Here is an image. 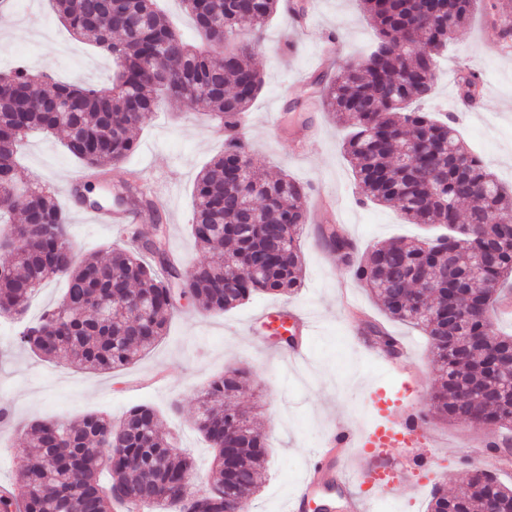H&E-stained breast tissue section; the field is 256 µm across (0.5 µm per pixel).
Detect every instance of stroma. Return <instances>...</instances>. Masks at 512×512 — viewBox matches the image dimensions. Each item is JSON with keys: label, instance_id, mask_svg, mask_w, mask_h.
<instances>
[{"label": "stroma", "instance_id": "stroma-1", "mask_svg": "<svg viewBox=\"0 0 512 512\" xmlns=\"http://www.w3.org/2000/svg\"><path fill=\"white\" fill-rule=\"evenodd\" d=\"M282 10L266 26L264 43L255 57L265 75L261 94L251 106L244 127L253 168L259 177L285 172L310 186L312 193L336 198L333 220L360 249L397 237L419 235L392 207L359 201L352 166L343 148L346 125L331 119L316 106L317 88L311 81L322 68L336 70L362 58L377 41L359 0H281ZM0 21L14 25L13 38L0 42V51L14 61L52 73L59 82L106 86L112 63L76 40L53 13L50 0H8L0 5ZM335 42L336 55L322 64L321 52ZM499 32L482 12H474L448 43L440 60L434 111L449 112L457 96L459 70L479 72L481 91L469 115L457 118L463 143L481 153L497 174L512 171V53L500 50ZM198 109L187 101L170 103L135 132L137 150L124 163L107 166L102 178L90 183V196L107 186L140 179L154 198L165 201L163 215L170 247L180 254L183 267L201 260L189 234L193 189L198 173L224 149L223 137L213 135L202 123ZM19 177L37 181L61 193L81 165L54 138L36 133L22 147ZM325 213L308 210L301 236L302 285L288 295L259 294L224 313L203 311L190 302L171 318L162 340L134 364L109 374L80 370L57 359L43 360L21 349L17 335L23 322L36 320L56 304L64 283L56 279L36 291L22 319L0 317V408H7L11 422L0 427V491L9 488L27 443L24 423L34 419L78 421L101 412L120 419L130 407L153 406L159 427L178 439L195 467V488L206 490L212 468V451L196 430L198 395L211 379L227 370L243 374L248 389L237 402L256 407L267 446L262 485L253 499L252 512H284L288 499L298 491L313 451L322 448L337 418L353 429L363 428L372 416L366 398L375 379L385 385L395 377L383 376L366 343L354 334L341 311L342 295L363 307L407 348L416 379L406 396L421 409H429L438 379L430 346L422 333L391 321L368 290L349 278L341 261L317 243L315 230L328 224ZM71 241L78 256L130 246L153 236L152 222L113 226L83 224L70 217ZM267 305L299 307L310 313L319 328L309 339L305 359L291 361L262 325L252 316ZM419 442L427 465L413 476V484L389 498L388 512H427L435 483L456 487L473 452L483 453V466L512 486V466L500 465L488 453L490 439L501 430L465 422L446 423L431 417Z\"/></svg>", "mask_w": 512, "mask_h": 512}]
</instances>
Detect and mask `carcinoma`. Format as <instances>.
<instances>
[{
	"label": "carcinoma",
	"mask_w": 512,
	"mask_h": 512,
	"mask_svg": "<svg viewBox=\"0 0 512 512\" xmlns=\"http://www.w3.org/2000/svg\"><path fill=\"white\" fill-rule=\"evenodd\" d=\"M79 40L112 58V86L52 82L23 66L0 72V222L10 229L13 260L0 269V316L21 318L33 293L63 277L62 300L19 333L47 360L112 372L136 362L165 335L176 292L210 313L255 293L287 295L302 281L300 238L305 186L282 173L265 181L250 170L242 119L264 85L254 66L266 23L280 0H181L202 45L184 41L155 0H52ZM479 0H361L378 35L375 48L329 78L313 80L324 111L348 125L344 143L362 201L397 208L410 224L445 227L435 238H398L351 261L353 242L337 226L320 230L325 247L353 270L394 320L428 336L440 375L433 416L512 428V336L491 329L490 314L512 293V189L460 144L451 120L426 107L440 52ZM502 50L512 51V0H491ZM145 15L146 27L131 30ZM190 100L224 129V152L198 174L190 232L204 258L185 277L171 260L164 229L145 246L77 258L68 218L45 186L19 182L16 157L33 131L53 135L88 168L120 163L134 129L165 103ZM494 250L480 268L474 255ZM467 300L466 317L444 305ZM245 386L226 372L200 393L195 426L215 449L211 487L195 496L193 461L176 452L146 404L118 423L87 414L76 425L35 419L0 512H241L258 492L266 461L253 419L228 401ZM512 512V488L486 470L459 488L434 486L428 512H483L486 501Z\"/></svg>",
	"instance_id": "cac0c4a2"
}]
</instances>
